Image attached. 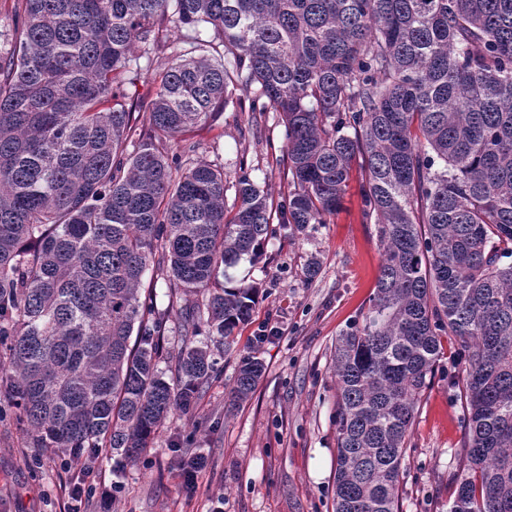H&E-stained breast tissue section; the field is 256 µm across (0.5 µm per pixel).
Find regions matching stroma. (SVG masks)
Returning <instances> with one entry per match:
<instances>
[{
    "label": "stroma",
    "mask_w": 512,
    "mask_h": 512,
    "mask_svg": "<svg viewBox=\"0 0 512 512\" xmlns=\"http://www.w3.org/2000/svg\"><path fill=\"white\" fill-rule=\"evenodd\" d=\"M183 46L179 34L167 48L141 60V77L129 93L140 112ZM192 139L195 160L224 167L235 181L240 162L274 201L292 188L283 128L253 122L236 98ZM353 164L341 211L326 224L297 232L275 225L261 258L227 269V278L260 289L248 324L235 333L231 352L219 356L220 378L189 412H174L159 427L151 448L136 461L112 451L86 458L83 467L61 470L57 461L36 459L10 403L0 397V512H332L336 458V339L365 312L382 262L374 225L364 223L360 183ZM318 264L310 275V264ZM280 335L257 342L260 331ZM257 356L265 372L246 401L231 404L241 355ZM451 344L422 395L407 443L400 485V512H448L455 452L465 432V412L448 386L461 371ZM191 438L186 448L176 439ZM206 459L195 492L182 488L183 462ZM92 470L109 502L69 496L73 484Z\"/></svg>",
    "instance_id": "obj_1"
}]
</instances>
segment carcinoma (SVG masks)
Wrapping results in <instances>:
<instances>
[{
    "instance_id": "obj_1",
    "label": "carcinoma",
    "mask_w": 512,
    "mask_h": 512,
    "mask_svg": "<svg viewBox=\"0 0 512 512\" xmlns=\"http://www.w3.org/2000/svg\"><path fill=\"white\" fill-rule=\"evenodd\" d=\"M19 13L0 50V393L27 447L137 459L251 319L258 286L219 277L262 253L274 221L327 223L359 160L384 259L336 340L334 512H400L443 336L467 414L448 512H512V0H21ZM184 28L140 127L116 86ZM231 91L284 127L293 190L277 205L244 163L230 184L163 151ZM149 266L169 304L197 297L167 372ZM263 370L240 356L231 400Z\"/></svg>"
}]
</instances>
